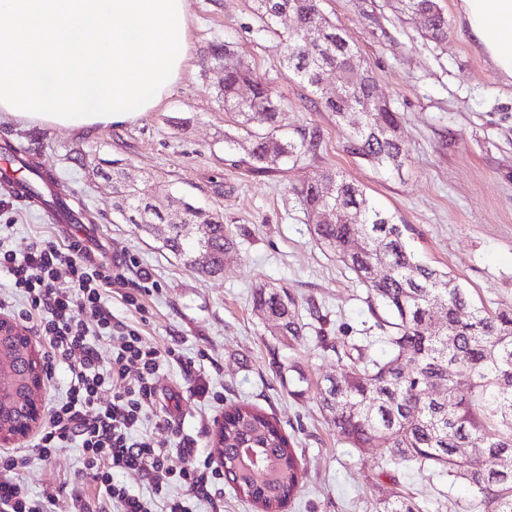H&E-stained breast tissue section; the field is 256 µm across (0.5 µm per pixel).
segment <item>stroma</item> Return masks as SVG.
<instances>
[{
	"label": "stroma",
	"instance_id": "stroma-1",
	"mask_svg": "<svg viewBox=\"0 0 512 512\" xmlns=\"http://www.w3.org/2000/svg\"><path fill=\"white\" fill-rule=\"evenodd\" d=\"M187 4L186 64L157 108L91 136L0 121V166L12 162L14 146H23L25 157L83 200L92 220L73 232L96 262L126 258L151 269L152 293L129 302L130 284L118 281L104 288L103 298L147 343L180 351V361L161 365L159 402L142 427L156 447H178L185 437L198 459L217 462V423L225 406L244 402L276 419L302 458L304 485L283 512H373L383 488L394 483L418 501H432L440 487L436 477L401 466L380 469L374 449L349 447L316 402L318 389L342 373L318 334L368 344L376 357L385 347L365 287L316 241L288 192L319 170L355 179L371 202L407 225L406 242L421 262L456 278L476 305L512 308V84L472 46L456 0H440L451 29L441 43L418 22L399 19L391 0H324L325 12L358 47L379 96L400 114L404 164L397 171L378 168L346 152L351 122L315 106L318 97L335 96V74H326L316 93L302 83L288 69L277 37L257 33L254 0ZM216 40L231 43L276 88L283 133H317L316 155L254 171L235 144L243 132L218 98L224 68L206 59ZM114 169L125 184L159 183L223 215L237 242L225 276H200L123 220L107 177ZM1 224L20 254L41 237L66 239L42 211L0 189ZM264 284L285 287L294 297L307 325L303 339L281 343L270 336L252 306L253 291ZM288 365L305 374V394L281 378L280 367ZM199 377L222 400L195 394ZM22 478L32 496L57 494V512H113L111 502L93 496L95 480L78 445L34 461Z\"/></svg>",
	"mask_w": 512,
	"mask_h": 512
}]
</instances>
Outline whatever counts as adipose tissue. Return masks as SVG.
<instances>
[{
    "label": "adipose tissue",
    "instance_id": "adipose-tissue-1",
    "mask_svg": "<svg viewBox=\"0 0 512 512\" xmlns=\"http://www.w3.org/2000/svg\"><path fill=\"white\" fill-rule=\"evenodd\" d=\"M512 83V0H457ZM0 117L85 134L153 111L186 59V0H0Z\"/></svg>",
    "mask_w": 512,
    "mask_h": 512
}]
</instances>
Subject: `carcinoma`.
I'll use <instances>...</instances> for the list:
<instances>
[{
  "instance_id": "obj_1",
  "label": "carcinoma",
  "mask_w": 512,
  "mask_h": 512,
  "mask_svg": "<svg viewBox=\"0 0 512 512\" xmlns=\"http://www.w3.org/2000/svg\"><path fill=\"white\" fill-rule=\"evenodd\" d=\"M258 31L279 38L283 57L312 91L327 71L336 74L339 92L322 102L341 120L361 115L348 139L347 152L378 167L398 169L405 149L394 130L397 113L383 103L374 76L361 63L346 31L323 11L322 0H254ZM400 15L420 21L430 38L448 39V17L439 0H394ZM292 18L281 33L277 20ZM210 60L224 64L220 95L224 110L238 118L250 141L251 165L267 170L282 160L316 153V133L297 139L280 136V104L271 83L259 78L243 61L230 63L234 50L215 41ZM251 88L243 100L239 87ZM31 174L27 192L41 199V186L57 181L31 159L21 160ZM291 195L317 241L336 255L367 287L369 303H379L389 318L378 323L379 341L387 355L375 358L367 349L343 342L327 343L344 374L318 392V402L336 434L353 448H374L384 465L427 472L449 485L462 483L472 497L466 512H512V313L470 306L460 284L448 273L421 263L407 249L406 227L394 215L369 201L362 186L335 171H317ZM116 209L148 235L166 225L163 245L184 265L208 277L226 272L224 255L235 248L223 217L209 215L188 237L183 225L171 223L153 203L148 188L123 187ZM334 212L330 224L325 211ZM206 252L209 263L195 267L192 257ZM385 263L391 275L369 278L370 266ZM253 306L269 322L271 335L282 340L304 336L293 297L284 287L260 286ZM443 392L431 391V387ZM224 477L259 512H281L301 488L303 470L278 423L249 404L224 411ZM487 456H500V470L482 466ZM448 495L435 500L434 510L419 505L393 485L385 488L375 512H444Z\"/></svg>"
}]
</instances>
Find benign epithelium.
<instances>
[{"mask_svg":"<svg viewBox=\"0 0 512 512\" xmlns=\"http://www.w3.org/2000/svg\"><path fill=\"white\" fill-rule=\"evenodd\" d=\"M15 350L21 372L0 374V446L8 448L27 439L45 423L42 397L44 363L32 336L16 321L0 315V354Z\"/></svg>","mask_w":512,"mask_h":512,"instance_id":"obj_1","label":"benign epithelium"}]
</instances>
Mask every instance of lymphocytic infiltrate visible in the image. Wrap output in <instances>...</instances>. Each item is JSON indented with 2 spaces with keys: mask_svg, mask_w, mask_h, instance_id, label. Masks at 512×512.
Listing matches in <instances>:
<instances>
[{
  "mask_svg": "<svg viewBox=\"0 0 512 512\" xmlns=\"http://www.w3.org/2000/svg\"><path fill=\"white\" fill-rule=\"evenodd\" d=\"M127 268L120 260L110 266L93 263L77 239L63 246L35 242L20 256L0 238V271L8 273L23 299L18 307L0 295V310L16 312L32 323L47 339L52 361L71 364L69 387L63 397L51 400L48 421L31 448L0 454V512H55L56 494L31 497L22 473L32 459L48 460L75 442L99 493L117 512H192L189 497L210 496L223 480V470L193 458L190 442L181 441L175 451L187 459L175 469L169 464L175 452L155 447L140 433L153 411L161 363L179 360L180 355L172 346L147 345L138 329L115 322L102 290L109 282L125 280ZM93 336L112 343L108 370L97 365L89 342ZM117 472L146 474L159 491L175 481L186 494L164 499L158 511L152 501L115 483Z\"/></svg>",
  "mask_w": 512,
  "mask_h": 512,
  "instance_id": "1",
  "label": "lymphocytic infiltrate"
}]
</instances>
